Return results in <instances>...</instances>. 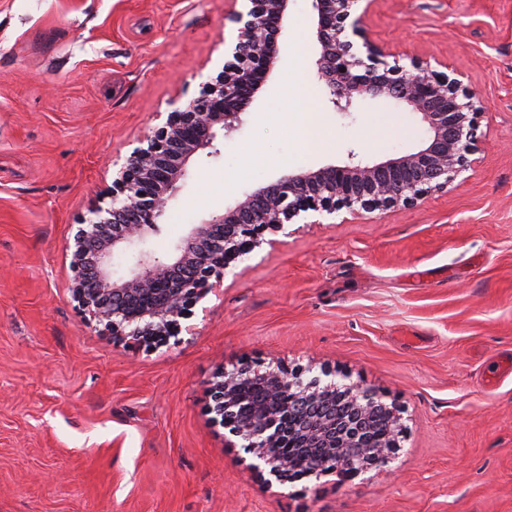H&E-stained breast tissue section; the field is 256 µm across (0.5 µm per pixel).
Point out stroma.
I'll use <instances>...</instances> for the list:
<instances>
[{
    "label": "stroma",
    "mask_w": 512,
    "mask_h": 512,
    "mask_svg": "<svg viewBox=\"0 0 512 512\" xmlns=\"http://www.w3.org/2000/svg\"><path fill=\"white\" fill-rule=\"evenodd\" d=\"M244 0H0V512H512V0H374L367 36L464 72L473 162L410 208L289 224L228 268L166 345L131 350L70 296L67 243L113 160L215 76ZM311 0L220 154H199L160 234L298 169L414 152L417 114L336 111L311 66ZM297 94L282 101L280 88ZM307 128L298 142L284 122ZM381 127L384 141L369 139ZM278 165L250 167L254 147ZM278 359L371 388L397 446L359 474L276 479L212 425L220 370Z\"/></svg>",
    "instance_id": "obj_1"
}]
</instances>
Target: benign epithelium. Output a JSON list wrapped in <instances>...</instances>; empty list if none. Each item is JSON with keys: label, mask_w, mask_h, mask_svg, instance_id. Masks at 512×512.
Masks as SVG:
<instances>
[{"label": "benign epithelium", "mask_w": 512, "mask_h": 512, "mask_svg": "<svg viewBox=\"0 0 512 512\" xmlns=\"http://www.w3.org/2000/svg\"><path fill=\"white\" fill-rule=\"evenodd\" d=\"M362 1L374 2L312 0L313 69L339 111L367 98L392 99L420 115L426 132L420 149L374 164L350 161L289 172L189 225L171 255L145 248L186 178L190 159L207 148L219 154L217 136L226 138L244 124L246 109L276 66L290 0H246V10L226 17L236 36L224 50L221 70L202 84L198 97L173 108L138 141L68 245L71 298L84 316L104 325L113 342L155 347L179 335L180 320L220 285L228 268L261 246L267 231L277 233L311 212L409 207L471 165L481 106L465 73L437 71L419 56L403 65L365 39L358 13ZM128 255L134 258L130 273L117 274L114 260ZM252 382L262 385L263 397L248 403L245 391ZM338 390L345 392L350 414L342 425L336 422ZM209 412L213 424L244 441L277 479L289 471L282 448L290 439L297 448L323 454L304 476L336 470V458L354 475L384 461L399 434L396 410L377 393L317 376L305 380L274 360L261 368L221 371ZM376 412L390 416L389 440L371 447L361 424Z\"/></svg>", "instance_id": "1"}]
</instances>
